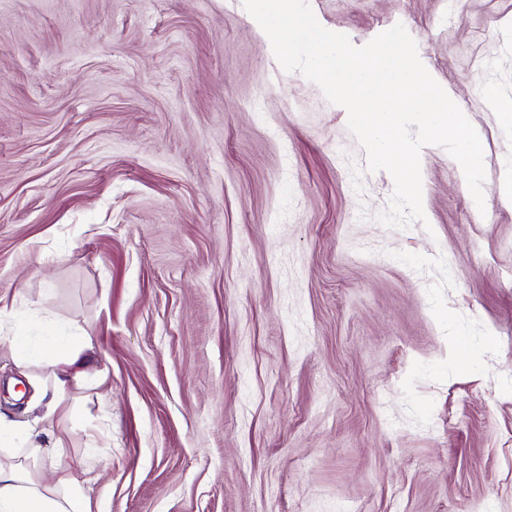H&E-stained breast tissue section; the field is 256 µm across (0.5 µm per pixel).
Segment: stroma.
Segmentation results:
<instances>
[{
  "mask_svg": "<svg viewBox=\"0 0 512 512\" xmlns=\"http://www.w3.org/2000/svg\"><path fill=\"white\" fill-rule=\"evenodd\" d=\"M403 23L481 136L484 207L423 149L425 223L243 0H0L10 336H92L74 389L109 512H512V0H309Z\"/></svg>",
  "mask_w": 512,
  "mask_h": 512,
  "instance_id": "obj_1",
  "label": "stroma"
}]
</instances>
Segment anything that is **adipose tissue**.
Instances as JSON below:
<instances>
[{
	"instance_id": "adipose-tissue-1",
	"label": "adipose tissue",
	"mask_w": 512,
	"mask_h": 512,
	"mask_svg": "<svg viewBox=\"0 0 512 512\" xmlns=\"http://www.w3.org/2000/svg\"><path fill=\"white\" fill-rule=\"evenodd\" d=\"M19 365L37 366L31 385L34 393L24 411L44 409L53 414L68 400L95 368L98 357L90 336L77 333L60 337L45 350L31 349L26 337H12ZM25 418L0 410V512H107L101 500L92 498L72 476V463L60 447L38 443ZM51 460V478H44L42 465Z\"/></svg>"
}]
</instances>
